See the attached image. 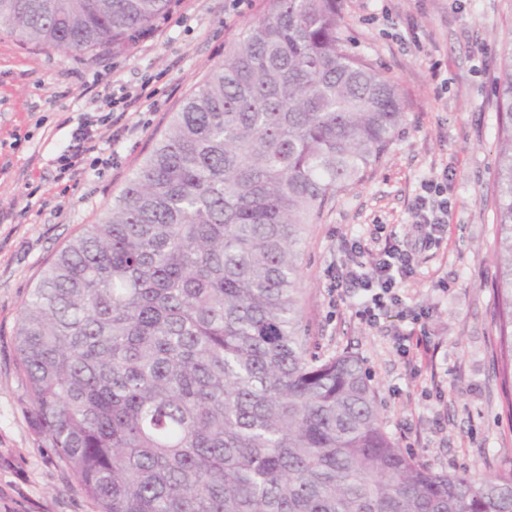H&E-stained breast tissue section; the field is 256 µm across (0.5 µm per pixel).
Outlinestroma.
Wrapping results in <instances>:
<instances>
[{
	"instance_id": "stroma-1",
	"label": "stroma",
	"mask_w": 512,
	"mask_h": 512,
	"mask_svg": "<svg viewBox=\"0 0 512 512\" xmlns=\"http://www.w3.org/2000/svg\"><path fill=\"white\" fill-rule=\"evenodd\" d=\"M269 0H172L132 44L94 61L18 42L0 30V512H96L31 429L15 360L23 301L71 237L98 223L184 98L261 18ZM351 49L397 85L407 117L355 189L305 232L301 330L323 356L351 352L376 389L383 426L430 470L491 477L512 466V410L496 315L499 107L493 82L512 44V0H342ZM150 80L158 106L98 124L108 163L56 179L70 122L97 114L102 90ZM447 174L449 224L425 245L411 208ZM372 239L365 263L396 244L414 259L401 301L374 324L356 293L330 292L351 262L342 243Z\"/></svg>"
}]
</instances>
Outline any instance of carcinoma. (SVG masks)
Wrapping results in <instances>:
<instances>
[{
	"mask_svg": "<svg viewBox=\"0 0 512 512\" xmlns=\"http://www.w3.org/2000/svg\"><path fill=\"white\" fill-rule=\"evenodd\" d=\"M171 0H0L20 41H135ZM493 255L512 338V47L496 87ZM406 118L339 0H270L174 113L112 209L23 302L27 415L97 512H512V469L436 473L398 448L350 354L300 330L306 226Z\"/></svg>",
	"mask_w": 512,
	"mask_h": 512,
	"instance_id": "obj_1",
	"label": "carcinoma"
}]
</instances>
